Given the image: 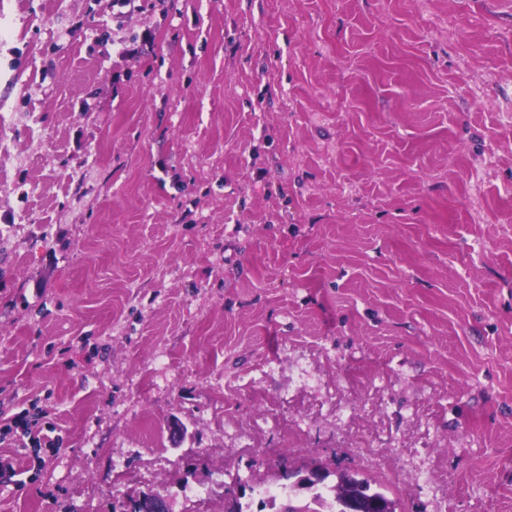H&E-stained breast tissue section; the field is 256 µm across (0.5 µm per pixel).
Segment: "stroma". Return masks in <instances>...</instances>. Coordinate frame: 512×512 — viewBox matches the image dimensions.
<instances>
[{"label": "stroma", "instance_id": "stroma-1", "mask_svg": "<svg viewBox=\"0 0 512 512\" xmlns=\"http://www.w3.org/2000/svg\"><path fill=\"white\" fill-rule=\"evenodd\" d=\"M0 512H512V0H0ZM39 417L36 414L29 418V412L26 411L4 419L7 423L0 428V444L10 441L8 444L15 447L14 451L16 453L32 457L38 467H41L43 461L40 457L41 450L43 449L42 441L45 447L58 451L61 446V439L60 437L51 439L48 435H42L44 428L40 425ZM18 430H20V433H18ZM18 434L19 436H17ZM330 498L316 493L312 501L322 510L305 507L288 506V512H396L395 502L379 491L372 490L370 484L355 474L343 472L338 476L336 484L328 489ZM390 506L387 511L385 505ZM324 509V510H323Z\"/></svg>", "mask_w": 512, "mask_h": 512}]
</instances>
